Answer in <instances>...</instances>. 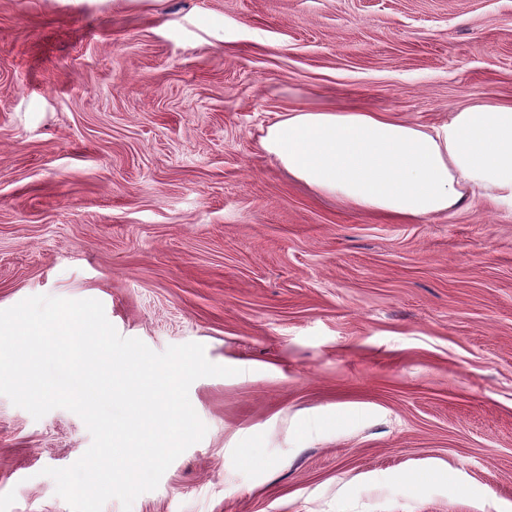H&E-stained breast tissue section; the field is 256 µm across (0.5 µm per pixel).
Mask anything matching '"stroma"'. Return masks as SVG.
Instances as JSON below:
<instances>
[{
	"label": "stroma",
	"instance_id": "1",
	"mask_svg": "<svg viewBox=\"0 0 512 512\" xmlns=\"http://www.w3.org/2000/svg\"><path fill=\"white\" fill-rule=\"evenodd\" d=\"M512 104V0H0V309L99 300L237 368L130 510L512 512V212L353 210L264 130ZM79 416L0 395V512H70Z\"/></svg>",
	"mask_w": 512,
	"mask_h": 512
}]
</instances>
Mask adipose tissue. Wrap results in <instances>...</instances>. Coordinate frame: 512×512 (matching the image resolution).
<instances>
[{
    "mask_svg": "<svg viewBox=\"0 0 512 512\" xmlns=\"http://www.w3.org/2000/svg\"><path fill=\"white\" fill-rule=\"evenodd\" d=\"M262 147L352 209L417 220L486 198L512 210V105L476 103L431 127L371 111L301 110Z\"/></svg>",
    "mask_w": 512,
    "mask_h": 512,
    "instance_id": "obj_1",
    "label": "adipose tissue"
}]
</instances>
